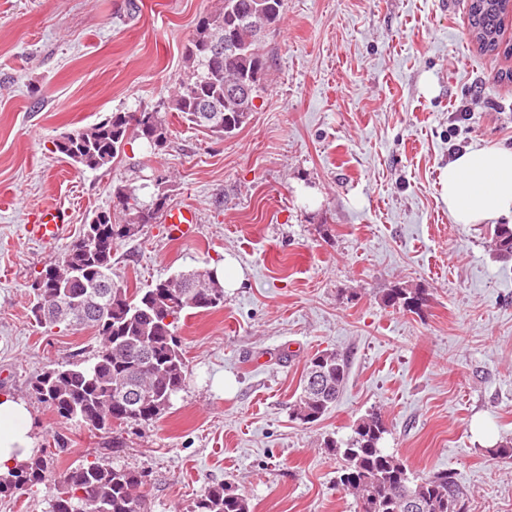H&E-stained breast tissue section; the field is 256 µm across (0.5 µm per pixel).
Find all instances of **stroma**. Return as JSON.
<instances>
[{"mask_svg":"<svg viewBox=\"0 0 512 512\" xmlns=\"http://www.w3.org/2000/svg\"><path fill=\"white\" fill-rule=\"evenodd\" d=\"M222 0H0V394L25 401L47 479L0 494V512H48L58 480L89 455L148 471L147 512H190L224 484L250 512H354L322 448L380 411L383 446L416 475L446 469L464 512H512V261L491 231L455 224L439 193L474 144L512 146V58L479 51L468 0H285L261 47L266 70L248 120L220 138L174 120L164 147L126 145L111 165L76 168L63 134L173 92L200 16ZM193 208L191 238L164 220L119 243L112 276L131 288L232 256L243 270L217 309L186 310L176 334L185 387L125 445L38 401L30 382L91 356L90 329H47L32 284L83 224L116 212L118 191ZM69 208L54 249L23 227ZM393 288L424 289L411 313ZM348 364L335 406L294 419L317 353Z\"/></svg>","mask_w":512,"mask_h":512,"instance_id":"35a3bbf8","label":"stroma"}]
</instances>
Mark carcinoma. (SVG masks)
Returning a JSON list of instances; mask_svg holds the SVG:
<instances>
[{"label": "carcinoma", "mask_w": 512, "mask_h": 512, "mask_svg": "<svg viewBox=\"0 0 512 512\" xmlns=\"http://www.w3.org/2000/svg\"><path fill=\"white\" fill-rule=\"evenodd\" d=\"M508 0H470L471 35L480 51L509 54L503 47V24ZM284 0H223L215 14L201 16L196 33L184 53L186 69L168 100L135 114L114 112L110 121L99 122L68 134V145L59 153L92 170L112 163L120 151L137 139L153 135L168 140L169 114L215 133L228 134L246 122L254 108V95L228 96L225 88L255 81L260 86L266 61L257 38V27L272 25L281 18ZM230 33L237 43L235 59L222 67L208 63L214 40ZM219 106L220 119L208 125L201 122V102ZM123 212L120 222L85 225L80 239L84 247L69 249L49 262L60 269L59 276L47 281L44 294L34 296L31 307L41 326L65 324L91 327L101 338L94 353L83 361L67 360L37 375L31 381L35 397L51 406L60 417L72 420L89 431H112V448L123 447L122 431L132 425L150 423L169 407L172 397L186 384L187 364L176 336L180 315L187 309H215L224 304V287L217 273L194 271L161 279L147 288H128L112 280V254L119 242L135 236L146 224H154L165 208L166 196L148 204L130 203V196L117 193ZM498 258H512V225L496 224L493 233ZM103 307L95 306L97 300ZM427 302L420 289L393 288L384 297L388 306L410 310L411 302ZM46 303H69L83 307L76 317L42 316ZM139 344L146 352L153 371L140 368L136 359L119 352V347ZM321 371V383L310 381ZM347 364L338 353L324 354V362L311 359L302 390L292 413L303 423L318 421L331 408L344 389ZM121 387L150 391L147 401L135 408L117 397ZM386 426L377 412L362 417L344 443L327 439L324 448L341 458L338 484L350 492L356 512H401L399 501L409 492L418 502L417 512H455L463 492L446 470L412 476L394 454L380 447ZM49 473L43 453L33 454L5 474H0V494H23L42 483ZM143 471L114 466L103 460L82 461L68 469L58 481L57 495L49 512H145ZM87 491L89 497L79 493ZM192 512H248L246 499L224 485L206 489L194 502Z\"/></svg>", "instance_id": "obj_1"}]
</instances>
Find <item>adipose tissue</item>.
<instances>
[{
    "label": "adipose tissue",
    "mask_w": 512,
    "mask_h": 512,
    "mask_svg": "<svg viewBox=\"0 0 512 512\" xmlns=\"http://www.w3.org/2000/svg\"><path fill=\"white\" fill-rule=\"evenodd\" d=\"M441 198L456 224L512 217V148L467 147L441 176ZM32 418L21 399L0 395V473L24 460L33 445Z\"/></svg>",
    "instance_id": "adipose-tissue-1"
}]
</instances>
